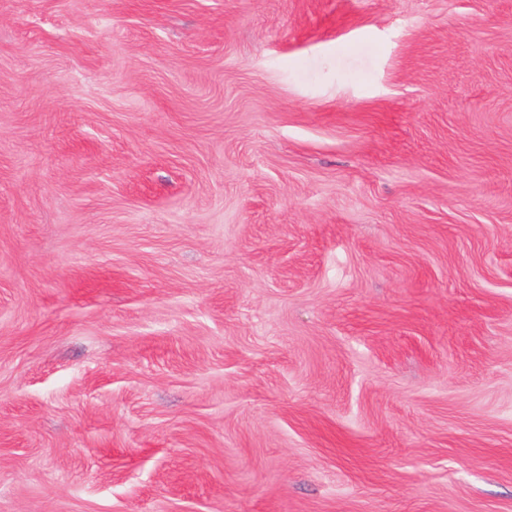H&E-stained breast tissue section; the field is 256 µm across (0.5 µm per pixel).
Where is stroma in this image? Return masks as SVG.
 <instances>
[{"label":"stroma","instance_id":"stroma-1","mask_svg":"<svg viewBox=\"0 0 512 512\" xmlns=\"http://www.w3.org/2000/svg\"><path fill=\"white\" fill-rule=\"evenodd\" d=\"M0 512H512V0H0Z\"/></svg>","mask_w":512,"mask_h":512}]
</instances>
